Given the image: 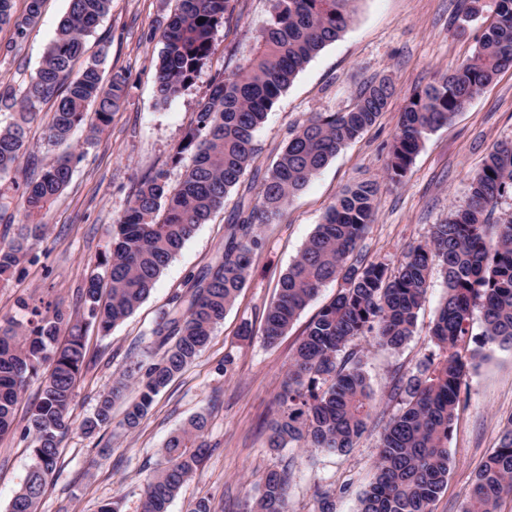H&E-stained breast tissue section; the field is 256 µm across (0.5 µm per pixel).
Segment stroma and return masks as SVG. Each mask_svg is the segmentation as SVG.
Instances as JSON below:
<instances>
[{
    "label": "stroma",
    "instance_id": "1",
    "mask_svg": "<svg viewBox=\"0 0 512 512\" xmlns=\"http://www.w3.org/2000/svg\"><path fill=\"white\" fill-rule=\"evenodd\" d=\"M68 7L69 0H45L40 19L22 40L15 38L12 27H0V89L22 86L35 74ZM175 7V0H112L109 13L88 37V54L107 50L106 74L125 76L126 96L95 145L84 147L80 130L64 144V151L81 152L82 158L53 203L47 233L34 242L31 259L0 283V317L13 314L16 299L28 296L61 302L69 313L80 315L77 296L91 278L103 276L99 257L111 244L112 225L134 183L159 171L170 185L181 181L187 165L173 162L175 148L213 78L234 71L249 51L270 17L271 2L236 0L232 17L216 32L211 56L193 84L162 104L155 82L162 48L158 34ZM491 19L488 9L463 19L460 0H358L346 32L305 66L269 112L256 134L261 152L254 167L266 172L291 129L311 113L347 109L361 88L380 77L388 78L394 88L387 111L271 223L261 225L262 247L253 257L245 288L200 357L156 396L140 425L118 435L108 430L86 435L75 428L62 437L57 472L38 512H99L113 502L119 512H137L146 477L163 461L166 438L198 412L209 416L206 439L211 451L169 512H192L203 498L209 500L211 512H242L246 498L257 493L263 471L286 461L294 473L290 512H318L314 489L324 480L340 488L334 512H356L358 497L375 471L377 431L366 432L354 448L336 455L313 448L273 451L267 444L268 424L280 412L277 395L288 357L310 320L335 297L339 282L323 286L276 345L264 344L257 333L243 338L240 326L246 321L261 328L281 276L344 188L381 179L374 222L362 246L371 259L393 267L426 240L432 225L443 223L463 205L471 174L496 142L512 139V69L499 74L450 124L425 137L400 184L383 181L382 174L404 100L469 60ZM240 195V189H233L223 208L197 228L130 317L106 335L88 329L85 343L91 364L76 388L74 420L90 416L130 357L149 346L148 331L172 295L186 290L192 276L222 254ZM444 294L441 277L433 276L415 332L402 350L378 348L368 336L356 340L379 401V417L397 412L398 402L388 396L392 380L409 375L428 352L429 330ZM228 359L233 362L229 369L224 366ZM511 417L512 350L496 348L469 369L462 384L448 441V484L432 503V512H461L474 473ZM31 464L19 433L0 437V512H9Z\"/></svg>",
    "mask_w": 512,
    "mask_h": 512
}]
</instances>
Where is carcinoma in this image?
<instances>
[{
    "label": "carcinoma",
    "instance_id": "1",
    "mask_svg": "<svg viewBox=\"0 0 512 512\" xmlns=\"http://www.w3.org/2000/svg\"><path fill=\"white\" fill-rule=\"evenodd\" d=\"M234 0H178V8L160 35L157 93L167 103L188 89L211 53L214 35L233 13ZM271 17L248 55L228 76H218L200 102L194 124L173 160L191 155L178 185L162 173L138 180L116 219L111 249L101 257L109 288L96 279L80 294L83 319L72 321L60 304L20 297L17 315L0 320V435L12 431L15 407L30 383L41 380L39 399L23 426L32 464L11 503V512H37L53 481L60 438L72 427L71 408L88 359L85 334H103L130 316L147 298L155 281L197 227L224 207V199L243 187L224 237V253L192 277L189 289L175 293L149 331L156 357L133 360L102 395L80 429H136L153 397L191 365L207 346L215 327L244 288L253 256L262 247L259 226L268 224L347 144L373 126L393 95L386 78L365 86L342 112H315L292 129L256 200L243 185L258 151L256 133L280 95L326 45L347 29L355 0H272ZM112 0H70L40 67L21 91L0 90V112L12 120L0 127V223L21 216L24 232L0 239V280L29 255L46 227L52 203L68 183L79 156L69 152L40 163L35 177L17 179L27 154L28 130L53 102L45 127L51 145L69 140L89 124L84 144L92 145L121 106L126 81L120 74L104 81L99 60L72 73L86 50V39ZM43 0H28L26 12L14 0H0V26L23 38L38 21ZM512 68V0H494V16L475 55L452 73L414 91L400 110L388 150L385 178L401 183L424 137L450 123L468 102L503 70ZM380 182L364 181L343 189L327 208L323 222L304 244L279 281L266 308L261 336L275 345L301 312L330 281H341L336 297L306 327L288 359L278 396L280 416L271 421L268 447L318 448L345 453L375 420L377 399L361 368L354 341L371 336L376 345L402 348L413 336L418 311L434 270L442 274L446 294L430 329L431 350L415 371L398 379L392 396L402 407L380 425L379 453L357 512H432L431 504L447 486L448 439L460 403L463 378L487 357L486 351L512 348V213L496 222L492 215L512 199V140L496 143L471 176L466 202L442 224L432 225L425 242L411 248L392 268L369 259L360 243L373 223ZM482 331L475 348L464 354L474 310ZM138 396L114 420V403L129 388ZM208 419L203 414L171 434L163 463L146 478L139 512H168L182 485L208 451ZM293 473L289 463L263 472L258 494L244 512H289ZM319 512H334L336 486L315 489ZM512 498V417L474 474L462 512H498Z\"/></svg>",
    "mask_w": 512,
    "mask_h": 512
}]
</instances>
